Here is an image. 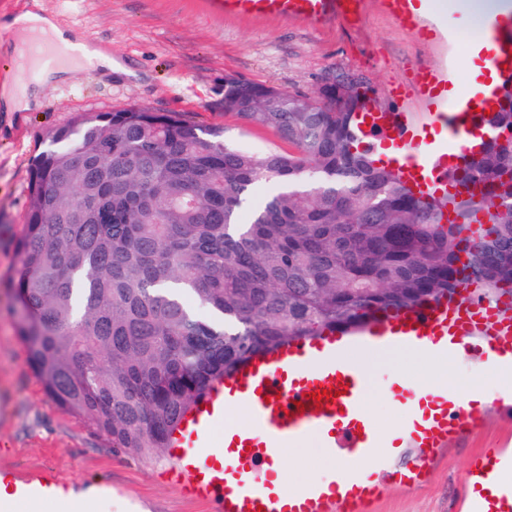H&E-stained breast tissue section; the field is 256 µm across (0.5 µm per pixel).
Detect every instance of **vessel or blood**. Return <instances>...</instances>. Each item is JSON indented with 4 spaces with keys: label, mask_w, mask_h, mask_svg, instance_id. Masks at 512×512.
<instances>
[{
    "label": "vessel or blood",
    "mask_w": 512,
    "mask_h": 512,
    "mask_svg": "<svg viewBox=\"0 0 512 512\" xmlns=\"http://www.w3.org/2000/svg\"><path fill=\"white\" fill-rule=\"evenodd\" d=\"M227 16L326 22L360 16L363 0H211ZM27 53L45 63L69 58V47L50 40L32 42ZM488 71L497 78L512 74V9L500 14L486 48ZM442 78L419 69L411 88H392L394 97L417 94L434 104V111L398 115L373 108L358 113L361 139L379 147L390 138L399 158L390 162L401 179L423 195L436 193L448 179V153L425 135L427 126L444 123L454 154L477 155L485 136L481 114L495 105L497 86L485 85L474 97L437 112ZM411 346L427 355L455 358L459 348H472L498 369L512 370V319L500 305L462 289L420 310L373 318L365 327L364 351ZM344 334L328 333L259 354L217 381L204 399L188 413L171 440V474L193 498L212 504L214 512H363L378 492L375 472L381 463L373 422L364 411L368 374L361 359L345 355ZM329 396L315 400L314 394ZM390 395L409 400L411 416L398 440L419 448L411 466L392 472L393 481L406 488L420 486L429 475L440 448L475 434L487 410L444 390L419 391L404 381L389 387ZM243 406L247 424L224 422L230 409ZM223 428L221 455L208 453L211 435ZM317 436L327 454L348 449L344 459L351 478L344 489L324 491L314 482L289 491L272 483L275 452L306 436ZM512 470V454L479 455L462 476L459 500L467 512H512V487L499 485L503 471ZM53 495L68 491L67 482L54 475L36 473L22 478L0 469V488L17 487Z\"/></svg>",
    "instance_id": "vessel-or-blood-1"
}]
</instances>
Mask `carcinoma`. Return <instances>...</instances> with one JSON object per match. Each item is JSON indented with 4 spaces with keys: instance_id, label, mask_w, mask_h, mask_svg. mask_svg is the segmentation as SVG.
<instances>
[{
    "instance_id": "cac0c4a2",
    "label": "carcinoma",
    "mask_w": 512,
    "mask_h": 512,
    "mask_svg": "<svg viewBox=\"0 0 512 512\" xmlns=\"http://www.w3.org/2000/svg\"><path fill=\"white\" fill-rule=\"evenodd\" d=\"M371 103L351 81L308 95L230 78L224 113L290 146L265 153L139 105L50 130L31 162L16 298L51 399L157 462L180 417L254 354L465 284L512 295V184L499 180L512 112L484 116L462 185L485 192L450 224L447 198L415 195L363 146L355 114Z\"/></svg>"
}]
</instances>
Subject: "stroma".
I'll list each match as a JSON object with an SVG mask.
<instances>
[{
    "label": "stroma",
    "instance_id": "1",
    "mask_svg": "<svg viewBox=\"0 0 512 512\" xmlns=\"http://www.w3.org/2000/svg\"><path fill=\"white\" fill-rule=\"evenodd\" d=\"M43 11L86 42L111 51L132 76L85 78L74 72L45 89L37 107L0 112V468L45 469L80 488L96 487L98 512H213L210 504L185 495L167 480L160 464H149L114 449L104 436L48 397L32 371L18 335L14 283L19 267L17 241L28 206L32 157L48 131L69 123L82 110L110 111L129 105L176 114L224 129L227 145L265 153L287 150L272 132L244 125L224 114V84L234 77L286 91L315 93L329 80H351L391 112L419 111L389 100L390 84L405 81L417 66L447 71L455 98L472 96L481 78L483 44L469 5L446 0L437 23L447 38H421L402 27L370 0L358 27L336 21L285 22L273 18L227 17L209 0H39ZM415 388L449 389L471 385L491 392L497 377L485 376L467 354L448 376L429 373L405 354L385 357L371 371L366 405L382 441H390L407 420L408 407L388 393L396 372ZM512 447V415L489 411L476 434L442 448L425 486L417 491L380 476V491L368 512H460L458 480L474 455L486 448ZM301 462L298 447L285 450L282 466L291 484L324 479L335 461L309 446Z\"/></svg>",
    "mask_w": 512,
    "mask_h": 512
}]
</instances>
